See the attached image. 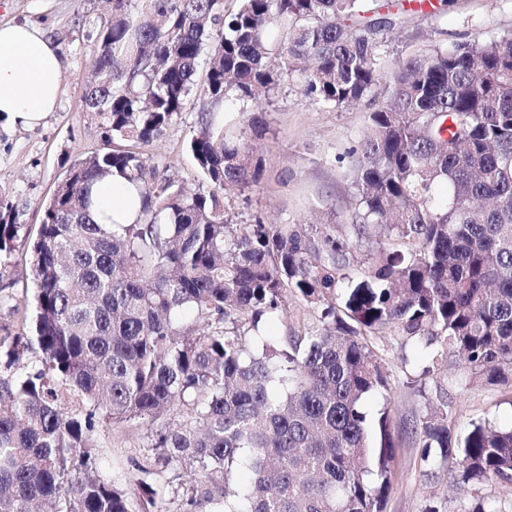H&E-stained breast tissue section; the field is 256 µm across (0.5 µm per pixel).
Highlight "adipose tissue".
I'll return each instance as SVG.
<instances>
[{"instance_id":"adipose-tissue-1","label":"adipose tissue","mask_w":512,"mask_h":512,"mask_svg":"<svg viewBox=\"0 0 512 512\" xmlns=\"http://www.w3.org/2000/svg\"><path fill=\"white\" fill-rule=\"evenodd\" d=\"M59 49L26 23L0 24V118L35 127L56 111L62 98ZM101 223H134L143 201L127 180L115 175L93 187Z\"/></svg>"}]
</instances>
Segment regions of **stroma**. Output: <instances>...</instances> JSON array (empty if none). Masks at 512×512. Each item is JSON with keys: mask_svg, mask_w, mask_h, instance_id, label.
<instances>
[{"mask_svg": "<svg viewBox=\"0 0 512 512\" xmlns=\"http://www.w3.org/2000/svg\"><path fill=\"white\" fill-rule=\"evenodd\" d=\"M395 27L380 48L386 73L404 61L427 55L436 48L452 49L481 36L490 41L512 35V0H438L430 11L407 13L402 0H377ZM111 17L107 0H0V23L33 22L46 30L62 59L63 96L57 111L30 128L0 121V209L9 211L24 234L35 237L41 207L54 193L69 166L104 147L95 115L82 109V98L97 52V33ZM387 98L380 85L350 106L311 104L302 84L294 78L258 106L233 103L215 113L216 126L250 139L263 172L257 185L224 190V217L232 224H305L334 226L344 233L354 211L351 173L339 154L356 146L368 114ZM267 125L263 138H253L250 116ZM198 112L190 108L175 118L163 138L143 147L142 153L161 174L190 190L207 189L187 144L197 129ZM27 248L16 241L11 256L0 258V337L12 327L10 307L34 290L26 269ZM317 312L297 298L288 300L287 318L265 324V335L279 339L319 328ZM371 341L383 360L392 394V413L398 425L411 424L425 405H445L453 436L464 437L473 426L512 425V388L473 383L458 356L448 358L439 374L425 373V350L403 344L388 329ZM145 426L101 428L99 468L113 479L128 476L132 460L146 455ZM394 482L386 512H472L484 503L491 512H512V488L494 482L463 485L450 464H423L414 435L401 434L393 462Z\"/></svg>", "mask_w": 512, "mask_h": 512, "instance_id": "1", "label": "stroma"}]
</instances>
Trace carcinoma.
Returning <instances> with one entry per match:
<instances>
[{
	"instance_id": "obj_1",
	"label": "carcinoma",
	"mask_w": 512,
	"mask_h": 512,
	"mask_svg": "<svg viewBox=\"0 0 512 512\" xmlns=\"http://www.w3.org/2000/svg\"><path fill=\"white\" fill-rule=\"evenodd\" d=\"M374 13L370 0H112L83 111L109 143L149 144L197 106L189 149L211 190L112 147L75 161L44 205L34 315L15 302L20 328L0 339V512H162L165 497L178 512H385L397 436L387 407L366 427L364 399L389 391L371 335L428 349V374L453 353L473 380L512 386V35L388 76L379 35L394 22ZM290 76L326 106L390 90L347 151L357 210L341 236L224 219L220 190L262 168L212 114ZM116 173L144 200L134 224L92 211L91 187ZM19 230L0 214V253ZM290 295L322 327L265 338ZM145 418L153 460L124 484L100 474L99 426ZM412 432L421 461L512 486V426L476 425L458 444L430 405ZM240 468L245 487L231 482Z\"/></svg>"
}]
</instances>
